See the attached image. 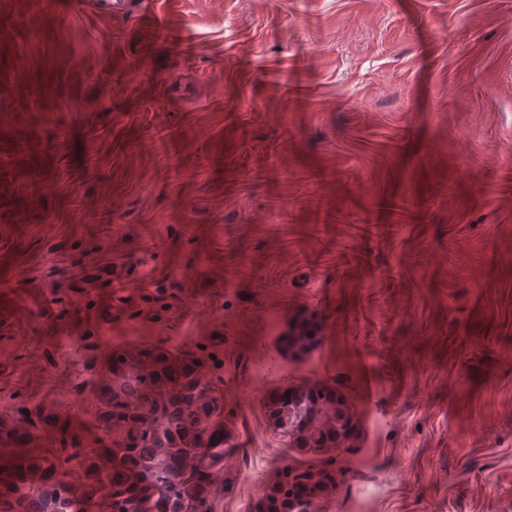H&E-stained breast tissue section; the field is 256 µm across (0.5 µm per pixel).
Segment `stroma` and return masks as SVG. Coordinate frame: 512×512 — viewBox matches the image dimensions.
Returning a JSON list of instances; mask_svg holds the SVG:
<instances>
[{"mask_svg":"<svg viewBox=\"0 0 512 512\" xmlns=\"http://www.w3.org/2000/svg\"><path fill=\"white\" fill-rule=\"evenodd\" d=\"M0 45V294L37 298L0 319V433L48 409L41 452L101 453L79 327L102 365L201 361L226 512L287 469L323 512H512V0H0ZM313 389L340 447L270 417ZM312 406L319 413L311 418L299 419L309 410L307 404L285 401L273 407L271 417L286 433L301 424V443L309 448H336L348 437L352 427V415L339 397L322 390L312 392ZM300 481L306 487L302 510L321 512V501L326 497L330 484L328 476L320 472H308L300 478Z\"/></svg>","mask_w":512,"mask_h":512,"instance_id":"stroma-1","label":"stroma"}]
</instances>
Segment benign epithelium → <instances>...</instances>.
I'll list each match as a JSON object with an SVG mask.
<instances>
[{"label": "benign epithelium", "instance_id": "1", "mask_svg": "<svg viewBox=\"0 0 512 512\" xmlns=\"http://www.w3.org/2000/svg\"><path fill=\"white\" fill-rule=\"evenodd\" d=\"M312 406L319 413L303 420L300 428V441L309 448H334L343 443L352 427V415L339 397L322 390L312 392ZM306 487L302 501L304 512H321V501L329 489L328 476L320 472H308L300 478ZM256 512H287L285 497L280 487L269 484L264 487L258 500Z\"/></svg>", "mask_w": 512, "mask_h": 512}]
</instances>
